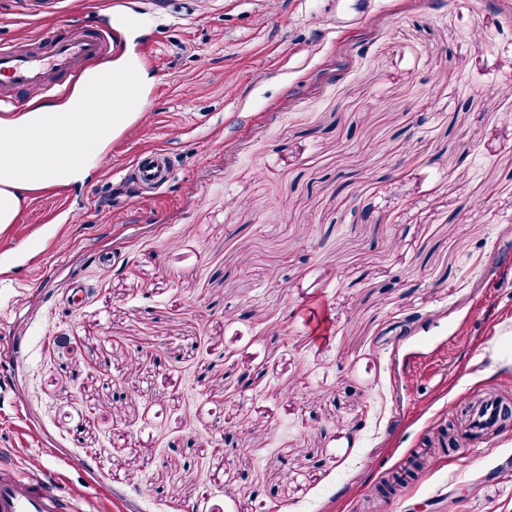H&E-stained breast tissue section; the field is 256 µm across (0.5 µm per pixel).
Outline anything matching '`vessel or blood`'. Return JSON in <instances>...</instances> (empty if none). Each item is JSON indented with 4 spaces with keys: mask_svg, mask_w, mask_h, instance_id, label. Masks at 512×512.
<instances>
[{
    "mask_svg": "<svg viewBox=\"0 0 512 512\" xmlns=\"http://www.w3.org/2000/svg\"><path fill=\"white\" fill-rule=\"evenodd\" d=\"M124 15L119 0L98 25L63 21L33 39L0 45V106H14L20 94L35 91L63 100L74 89L84 98L110 103L121 111L131 77L116 72L113 53L123 49L119 29ZM174 162L168 152L148 150L134 159L128 175L146 194L168 186ZM465 422L471 445L488 443L502 423L503 399L493 392L472 393ZM84 486L59 490L57 482L19 462H0V512H84Z\"/></svg>",
    "mask_w": 512,
    "mask_h": 512,
    "instance_id": "b4317fda",
    "label": "vessel or blood"
}]
</instances>
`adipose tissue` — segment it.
<instances>
[{
	"instance_id": "ef3b65f1",
	"label": "adipose tissue",
	"mask_w": 512,
	"mask_h": 512,
	"mask_svg": "<svg viewBox=\"0 0 512 512\" xmlns=\"http://www.w3.org/2000/svg\"><path fill=\"white\" fill-rule=\"evenodd\" d=\"M142 107L135 90H127L120 112L93 111L80 93L65 102L32 103L25 112L0 116V228L15 223L26 193L37 183L71 184L82 181ZM84 148L87 163L74 164V146Z\"/></svg>"
}]
</instances>
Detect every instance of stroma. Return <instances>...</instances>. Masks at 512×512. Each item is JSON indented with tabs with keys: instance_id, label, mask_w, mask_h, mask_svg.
<instances>
[{
	"instance_id": "stroma-1",
	"label": "stroma",
	"mask_w": 512,
	"mask_h": 512,
	"mask_svg": "<svg viewBox=\"0 0 512 512\" xmlns=\"http://www.w3.org/2000/svg\"><path fill=\"white\" fill-rule=\"evenodd\" d=\"M21 2L1 44L109 0ZM145 5L122 32L153 42L139 117L0 232V449L96 512H512V420L385 484L466 393L512 404L489 357L512 332V0H383L339 31L352 0L124 12ZM146 148L176 160L149 197L125 184Z\"/></svg>"
}]
</instances>
